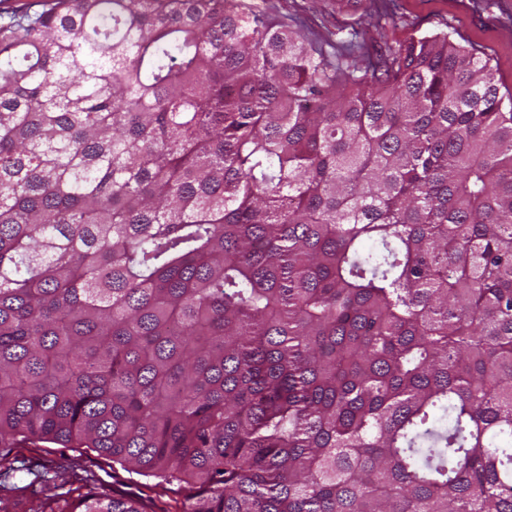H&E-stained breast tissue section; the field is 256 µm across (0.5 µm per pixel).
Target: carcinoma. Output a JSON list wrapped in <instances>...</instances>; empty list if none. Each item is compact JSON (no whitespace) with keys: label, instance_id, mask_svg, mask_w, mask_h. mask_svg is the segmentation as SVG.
<instances>
[{"label":"carcinoma","instance_id":"1","mask_svg":"<svg viewBox=\"0 0 512 512\" xmlns=\"http://www.w3.org/2000/svg\"><path fill=\"white\" fill-rule=\"evenodd\" d=\"M364 2L325 43L245 0L0 21V460L88 448L179 512H512V92ZM87 482L0 512H145Z\"/></svg>","mask_w":512,"mask_h":512}]
</instances>
